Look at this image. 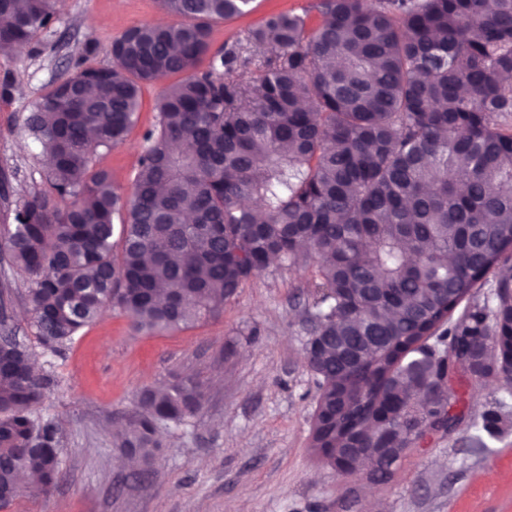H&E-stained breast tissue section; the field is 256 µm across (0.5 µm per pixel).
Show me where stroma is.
Masks as SVG:
<instances>
[{
    "label": "stroma",
    "instance_id": "obj_1",
    "mask_svg": "<svg viewBox=\"0 0 512 512\" xmlns=\"http://www.w3.org/2000/svg\"><path fill=\"white\" fill-rule=\"evenodd\" d=\"M158 0H57L51 33L11 56H0V222L7 207L43 189L41 147L25 119L46 89L87 57L106 66L103 50L127 28L153 22ZM316 0H257L245 16L217 23L213 48L242 43L249 28L271 12H293L316 25ZM100 44L86 56L89 42ZM159 84L145 87L139 121L126 140L101 151L98 166L130 189L153 127ZM314 269L270 266L224 308L222 317L148 336H135L123 314L106 311L81 331L62 355L38 345L22 299L6 313L55 389L39 409L61 436L63 479L47 495L19 497L11 512H512V429L477 442L460 424L412 448L391 478L343 477L309 450L317 384L304 358ZM205 386L199 414L163 432L164 446L150 476L124 466L112 430L133 409L146 385L172 375ZM472 417L501 401L512 413V389L474 382L459 389Z\"/></svg>",
    "mask_w": 512,
    "mask_h": 512
}]
</instances>
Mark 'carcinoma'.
Instances as JSON below:
<instances>
[{"mask_svg": "<svg viewBox=\"0 0 512 512\" xmlns=\"http://www.w3.org/2000/svg\"><path fill=\"white\" fill-rule=\"evenodd\" d=\"M254 2L163 0L181 21L127 29L108 66L76 59L26 118L51 166L0 238L53 354L107 308L135 335L179 329L223 315L271 260L312 262L310 448L382 480L427 434L455 431L458 386L512 367V0H317L312 29L273 12L248 55L212 50V23ZM55 22L54 0H0V56ZM159 75L177 80L125 193L95 157L127 138ZM52 384L3 326L1 510L20 473L44 495L61 477L57 425L37 413ZM204 399L189 376L142 387L114 447L151 466L160 430ZM508 424L489 409L471 427Z\"/></svg>", "mask_w": 512, "mask_h": 512, "instance_id": "carcinoma-1", "label": "carcinoma"}]
</instances>
